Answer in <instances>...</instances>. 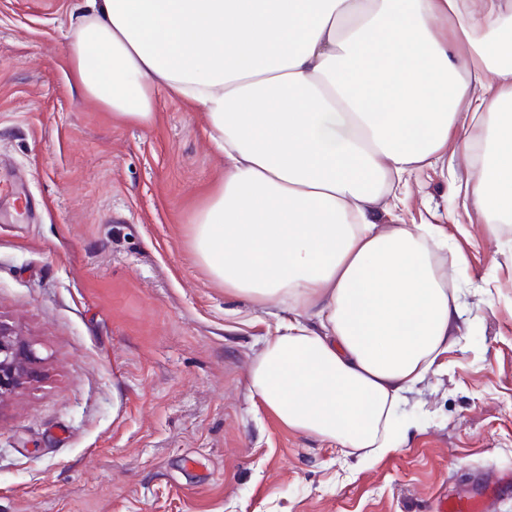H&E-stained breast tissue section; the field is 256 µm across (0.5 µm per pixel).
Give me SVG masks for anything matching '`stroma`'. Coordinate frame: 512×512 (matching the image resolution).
Here are the masks:
<instances>
[{"label":"stroma","instance_id":"1","mask_svg":"<svg viewBox=\"0 0 512 512\" xmlns=\"http://www.w3.org/2000/svg\"><path fill=\"white\" fill-rule=\"evenodd\" d=\"M77 0H0V320L42 376L0 403V512H437L512 474V241L457 193L467 161L407 177L379 227L443 224L467 305L371 462L292 432L249 369L282 306L225 294L190 223L224 173L202 113L159 92L151 129L83 100Z\"/></svg>","mask_w":512,"mask_h":512}]
</instances>
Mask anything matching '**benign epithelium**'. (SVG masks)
Returning a JSON list of instances; mask_svg holds the SVG:
<instances>
[{
    "instance_id": "benign-epithelium-1",
    "label": "benign epithelium",
    "mask_w": 512,
    "mask_h": 512,
    "mask_svg": "<svg viewBox=\"0 0 512 512\" xmlns=\"http://www.w3.org/2000/svg\"><path fill=\"white\" fill-rule=\"evenodd\" d=\"M41 358L31 342L0 320V403L38 381Z\"/></svg>"
}]
</instances>
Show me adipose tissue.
<instances>
[{"instance_id": "obj_1", "label": "adipose tissue", "mask_w": 512, "mask_h": 512, "mask_svg": "<svg viewBox=\"0 0 512 512\" xmlns=\"http://www.w3.org/2000/svg\"><path fill=\"white\" fill-rule=\"evenodd\" d=\"M79 92L144 128L167 90L227 161L191 226L225 293L288 315L249 385L286 428L368 458L452 342L461 293L442 225L378 229L379 201L449 152L464 192L512 222V0H85Z\"/></svg>"}]
</instances>
